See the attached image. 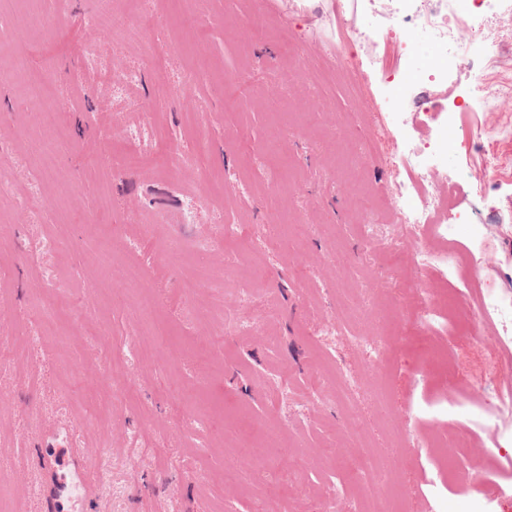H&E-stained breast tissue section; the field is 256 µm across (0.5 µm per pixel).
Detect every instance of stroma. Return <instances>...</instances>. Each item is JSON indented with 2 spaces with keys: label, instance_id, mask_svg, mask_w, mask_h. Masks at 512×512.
Instances as JSON below:
<instances>
[{
  "label": "stroma",
  "instance_id": "35a3bbf8",
  "mask_svg": "<svg viewBox=\"0 0 512 512\" xmlns=\"http://www.w3.org/2000/svg\"><path fill=\"white\" fill-rule=\"evenodd\" d=\"M141 2L108 0L101 25L99 0H72L62 28L51 0L30 5L40 23L28 64L50 78L60 131L31 127L33 103L0 76V183L14 193L0 209L9 512H44L41 453L58 439L80 471L104 476L81 512H512L497 493L512 487V455L481 422L512 386V342L490 322L471 334L488 287L512 298V138L488 135L473 110L449 129L448 101L471 71L422 80L433 44L421 24L402 61L370 53L362 36L386 26L387 0H347L351 89L324 80V2L262 0L261 42L246 25L252 0H209L191 27V0H153L159 23L128 30ZM79 44L96 49L101 73L82 75ZM130 71L138 82L114 93ZM145 120L155 146L191 164L163 173L151 150L114 174L125 127ZM48 142L37 191L31 168ZM415 147L444 167L436 193L477 208V223H449L441 209L427 237L407 234L396 191ZM357 189L374 193L371 215H358ZM217 203L236 239L215 240ZM174 239L179 252L166 253ZM396 246L451 249L461 262L418 274L394 265ZM162 253L164 277L128 278ZM247 285L256 302L241 301ZM383 334L374 355L351 342ZM323 368L350 395L312 400ZM205 409L206 429L193 421ZM458 438L469 447L444 449Z\"/></svg>",
  "mask_w": 512,
  "mask_h": 512
}]
</instances>
